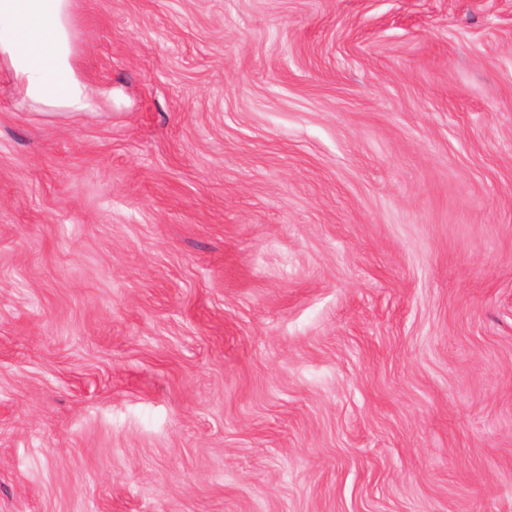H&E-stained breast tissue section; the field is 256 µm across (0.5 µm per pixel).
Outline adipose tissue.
Returning a JSON list of instances; mask_svg holds the SVG:
<instances>
[{
	"instance_id": "ef3b65f1",
	"label": "adipose tissue",
	"mask_w": 512,
	"mask_h": 512,
	"mask_svg": "<svg viewBox=\"0 0 512 512\" xmlns=\"http://www.w3.org/2000/svg\"><path fill=\"white\" fill-rule=\"evenodd\" d=\"M0 64L24 103L82 116L113 96L89 83L77 62L73 0H0Z\"/></svg>"
}]
</instances>
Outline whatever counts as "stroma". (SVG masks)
I'll use <instances>...</instances> for the list:
<instances>
[{"label":"stroma","instance_id":"35a3bbf8","mask_svg":"<svg viewBox=\"0 0 512 512\" xmlns=\"http://www.w3.org/2000/svg\"><path fill=\"white\" fill-rule=\"evenodd\" d=\"M0 65V512H512V0H77ZM22 103L89 115L113 91L84 77L74 49L73 0H0V64Z\"/></svg>","mask_w":512,"mask_h":512}]
</instances>
